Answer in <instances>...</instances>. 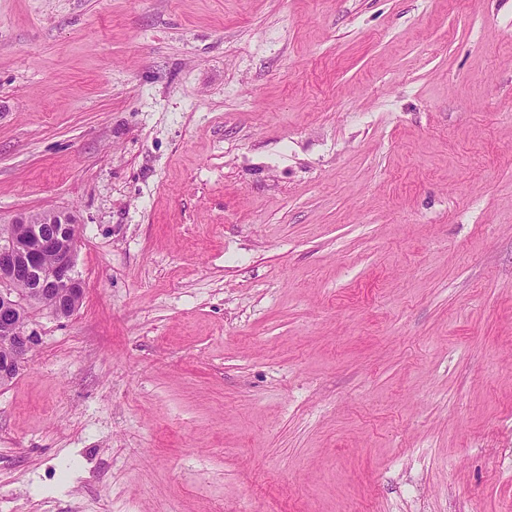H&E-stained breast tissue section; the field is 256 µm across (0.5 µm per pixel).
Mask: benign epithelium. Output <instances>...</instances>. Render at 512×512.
<instances>
[{
	"label": "benign epithelium",
	"mask_w": 512,
	"mask_h": 512,
	"mask_svg": "<svg viewBox=\"0 0 512 512\" xmlns=\"http://www.w3.org/2000/svg\"><path fill=\"white\" fill-rule=\"evenodd\" d=\"M12 225L17 235L0 237V386L24 369L39 338L32 318L42 312L68 319L86 284L76 272L78 227L67 212H49L35 221L19 213Z\"/></svg>",
	"instance_id": "benign-epithelium-1"
}]
</instances>
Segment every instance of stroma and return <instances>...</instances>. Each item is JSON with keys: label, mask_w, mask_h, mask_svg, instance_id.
Returning a JSON list of instances; mask_svg holds the SVG:
<instances>
[{"label": "stroma", "mask_w": 512, "mask_h": 512, "mask_svg": "<svg viewBox=\"0 0 512 512\" xmlns=\"http://www.w3.org/2000/svg\"><path fill=\"white\" fill-rule=\"evenodd\" d=\"M49 210L0 512H512V0H0Z\"/></svg>", "instance_id": "stroma-1"}]
</instances>
